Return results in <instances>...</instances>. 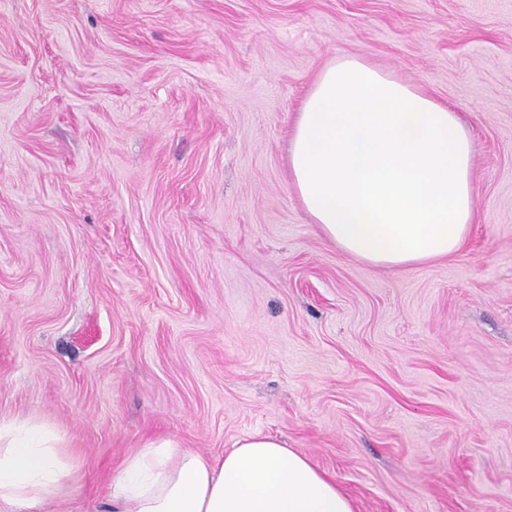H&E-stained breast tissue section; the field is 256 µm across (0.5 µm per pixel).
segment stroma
I'll list each match as a JSON object with an SVG mask.
<instances>
[{
    "label": "stroma",
    "mask_w": 512,
    "mask_h": 512,
    "mask_svg": "<svg viewBox=\"0 0 512 512\" xmlns=\"http://www.w3.org/2000/svg\"><path fill=\"white\" fill-rule=\"evenodd\" d=\"M361 56L457 112L475 217L380 268L310 224L289 133ZM102 512L171 439H283L355 512H512V0H0V420Z\"/></svg>",
    "instance_id": "1"
}]
</instances>
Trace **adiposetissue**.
<instances>
[{
	"mask_svg": "<svg viewBox=\"0 0 512 512\" xmlns=\"http://www.w3.org/2000/svg\"><path fill=\"white\" fill-rule=\"evenodd\" d=\"M473 144L456 112L377 65L320 73L291 131L289 184L321 234L350 256L405 267L448 257L474 221ZM41 423H0V503L42 512L78 465ZM105 512H354L304 455L259 432L215 465L166 440L128 457Z\"/></svg>",
	"mask_w": 512,
	"mask_h": 512,
	"instance_id": "adipose-tissue-1",
	"label": "adipose tissue"
}]
</instances>
